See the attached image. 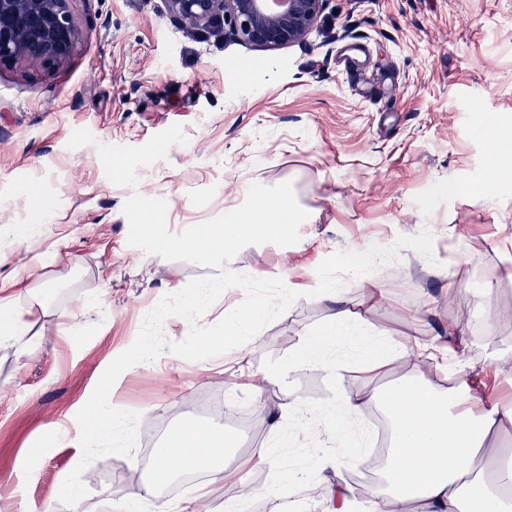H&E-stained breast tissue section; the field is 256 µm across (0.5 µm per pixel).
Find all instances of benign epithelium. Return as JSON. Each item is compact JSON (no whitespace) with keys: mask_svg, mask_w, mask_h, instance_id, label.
Instances as JSON below:
<instances>
[{"mask_svg":"<svg viewBox=\"0 0 512 512\" xmlns=\"http://www.w3.org/2000/svg\"><path fill=\"white\" fill-rule=\"evenodd\" d=\"M70 0H0V64L27 60L52 69L70 56L77 37ZM188 32L220 29L250 46L275 50L302 44L317 29L325 0H164Z\"/></svg>","mask_w":512,"mask_h":512,"instance_id":"7a95c632","label":"benign epithelium"}]
</instances>
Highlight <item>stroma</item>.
Masks as SVG:
<instances>
[{
	"instance_id": "stroma-1",
	"label": "stroma",
	"mask_w": 512,
	"mask_h": 512,
	"mask_svg": "<svg viewBox=\"0 0 512 512\" xmlns=\"http://www.w3.org/2000/svg\"><path fill=\"white\" fill-rule=\"evenodd\" d=\"M70 9L78 36L66 62L0 65V227H33L53 246L40 260L25 237L0 235V280L18 283L37 338L23 357L0 349V512H144L105 489L142 485L144 454L196 426L230 442L206 482L213 512H277L268 490L299 468L300 494L318 504L317 459L336 439L319 423L274 447L268 413L294 401L324 410L366 375L351 366L338 385L310 367L284 386L267 374L322 330L310 292L325 258L425 229L432 258L404 248L376 270L384 299L340 349L407 343L421 359H398L395 377L444 382L455 364L491 400L512 397L500 367L512 356V176L491 181L489 144L493 132L512 137V0H326L309 41L277 50L187 34L163 0ZM285 181L309 214L300 241L246 247L229 267L282 278L299 299L237 350L204 361L166 352L126 369L111 397L141 416L135 453L93 461L87 495L63 507L59 489L81 458L76 414L100 375L164 294L214 273L129 246L126 200L164 199L179 232L241 205L251 184ZM44 205L55 223H41ZM458 324L469 342L453 352Z\"/></svg>"
}]
</instances>
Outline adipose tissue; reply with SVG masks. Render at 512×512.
<instances>
[{"label": "adipose tissue", "instance_id": "ef3b65f1", "mask_svg": "<svg viewBox=\"0 0 512 512\" xmlns=\"http://www.w3.org/2000/svg\"><path fill=\"white\" fill-rule=\"evenodd\" d=\"M327 314L320 334L309 337L296 367L324 366L336 380L349 365L339 357L324 363L325 351L363 316L334 288L321 291ZM28 312L13 298H0V348L25 355L34 345ZM375 407L393 427L384 468V485L357 496L344 477L348 461L360 452L350 437L367 407ZM334 432L345 436L343 451L323 455V512H512V465L504 466L501 436L512 429V399L485 403L472 394L465 376L439 387L421 375L401 377L386 392L339 393L336 405L323 412ZM219 447L204 433L178 434L157 458L147 486L135 489L153 498V487L174 469L192 470L201 460H215Z\"/></svg>", "mask_w": 512, "mask_h": 512}]
</instances>
